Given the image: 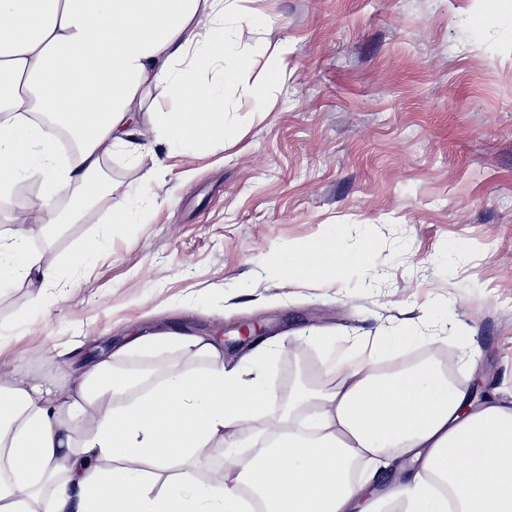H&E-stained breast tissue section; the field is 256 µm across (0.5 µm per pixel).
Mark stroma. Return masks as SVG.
Wrapping results in <instances>:
<instances>
[{
  "label": "stroma",
  "mask_w": 512,
  "mask_h": 512,
  "mask_svg": "<svg viewBox=\"0 0 512 512\" xmlns=\"http://www.w3.org/2000/svg\"><path fill=\"white\" fill-rule=\"evenodd\" d=\"M260 27L237 47L253 61L224 89V139L204 148L157 144L155 112L174 107L146 83L134 150L102 163L112 199L44 239L25 215L33 199L0 197V230L27 231L63 287H0V378L62 381L166 331L224 344L246 366L256 340L271 358L260 378L271 402L254 423L225 432L198 472L255 445L280 409L292 367L316 390L332 383V346L347 363L361 336L376 362L437 349L455 384L512 405V0H244ZM283 48L278 78L258 46ZM119 201L140 218L110 221ZM338 224L341 251L370 249L372 267L340 284L273 274L267 257ZM85 269L66 256L88 243ZM262 327L260 338L238 327ZM396 336L408 346H393ZM119 367L153 379L207 369L174 348L130 351Z\"/></svg>",
  "instance_id": "35a3bbf8"
}]
</instances>
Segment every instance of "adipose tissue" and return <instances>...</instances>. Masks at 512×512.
I'll use <instances>...</instances> for the list:
<instances>
[{
	"label": "adipose tissue",
	"instance_id": "1",
	"mask_svg": "<svg viewBox=\"0 0 512 512\" xmlns=\"http://www.w3.org/2000/svg\"><path fill=\"white\" fill-rule=\"evenodd\" d=\"M225 3L0 0V193L40 177L33 223H79L108 194L96 179L103 157L140 133L136 101L149 80L175 104L153 115L167 144L223 139V86L250 62L231 50ZM186 58L219 69L223 85L176 71ZM269 261L325 282L369 257L339 251L331 233ZM7 279L56 285L60 275L24 233L0 232ZM131 344L145 353L178 345L210 365L170 371L133 398L108 355L65 385L0 381V512H245L246 488L263 512H376L372 487L389 448L420 463L388 491L407 512H448L452 498L458 512H512V408L466 411L467 392L424 369L377 376L371 352L337 367L323 393L296 396L295 405L314 408L316 437L284 423L271 447L202 481L194 460L255 419L268 390L226 368L212 338L171 330Z\"/></svg>",
	"mask_w": 512,
	"mask_h": 512
}]
</instances>
